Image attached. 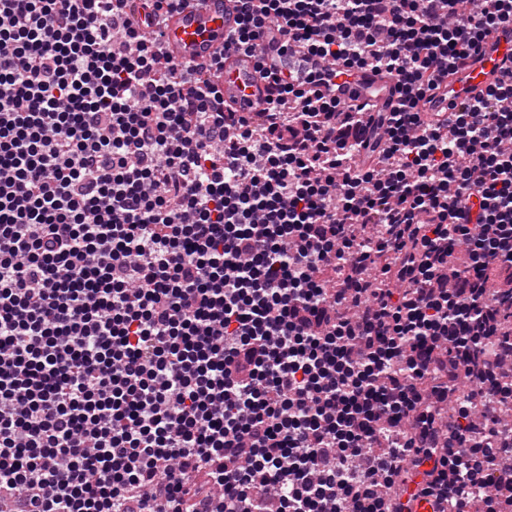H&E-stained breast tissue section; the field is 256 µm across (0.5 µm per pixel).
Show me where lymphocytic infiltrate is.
<instances>
[{"mask_svg":"<svg viewBox=\"0 0 512 512\" xmlns=\"http://www.w3.org/2000/svg\"><path fill=\"white\" fill-rule=\"evenodd\" d=\"M224 109L128 0H0V507L512 512V0H238ZM373 68L393 111L319 92ZM512 70V25L500 26L483 41L478 53L438 82L427 96L423 112H452L454 106L473 101Z\"/></svg>","mask_w":512,"mask_h":512,"instance_id":"obj_1","label":"lymphocytic infiltrate"}]
</instances>
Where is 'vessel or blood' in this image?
<instances>
[{"instance_id": "1", "label": "vessel or blood", "mask_w": 512, "mask_h": 512, "mask_svg": "<svg viewBox=\"0 0 512 512\" xmlns=\"http://www.w3.org/2000/svg\"><path fill=\"white\" fill-rule=\"evenodd\" d=\"M238 10L235 0H180L169 14L163 36V50L182 61L206 62L223 56L224 68L219 83L224 101L236 112H255L263 108L268 81L265 72L281 77L304 75L308 64L301 54L292 52L287 39L275 26H268L259 40L264 70L242 52L225 51L224 45L236 29ZM512 72V25L498 27L483 41L478 53L463 66L443 78L427 96L426 112H451L460 103L475 100ZM336 96L347 103H367L372 111L389 112L398 101L393 77L370 68L336 80Z\"/></svg>"}]
</instances>
